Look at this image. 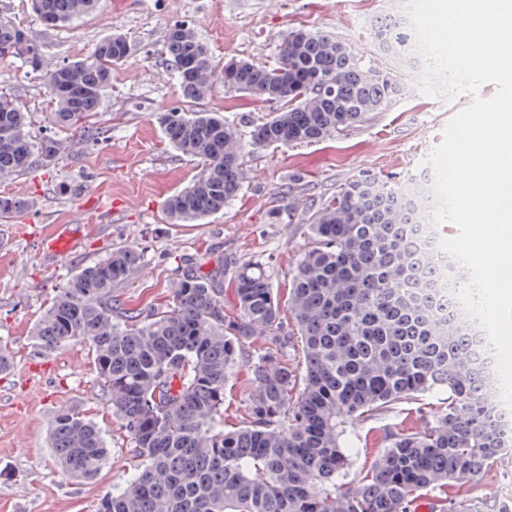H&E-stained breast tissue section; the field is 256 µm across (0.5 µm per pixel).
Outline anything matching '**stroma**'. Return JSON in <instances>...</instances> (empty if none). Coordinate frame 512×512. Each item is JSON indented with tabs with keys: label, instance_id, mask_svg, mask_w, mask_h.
Wrapping results in <instances>:
<instances>
[{
	"label": "stroma",
	"instance_id": "obj_1",
	"mask_svg": "<svg viewBox=\"0 0 512 512\" xmlns=\"http://www.w3.org/2000/svg\"><path fill=\"white\" fill-rule=\"evenodd\" d=\"M1 18L19 24L53 63L82 58L115 32L133 46L93 118L101 132L96 140L56 129L41 74L14 56H0V92L20 98L30 135L65 144L55 162L0 182V195L24 203L0 223V235L9 238L0 246V348L13 357L11 370L0 373V512H97L100 498L124 483L135 460L88 344L51 351L35 345V324L66 280L114 248L135 247L143 253L142 268L112 291L128 309L165 305L184 265L201 259L223 260L229 269L242 256L255 257L269 267L275 291L286 294L307 245L305 223L268 220L287 189L300 199L329 196L364 172L433 184L426 160L472 97L463 93L447 101L420 94L419 68L379 47L372 34L377 22L407 20L394 0H98L92 13L64 28L44 25L30 0H0ZM178 22L194 27L215 60L257 64L274 63L288 32L306 27L343 41L365 64L389 68L404 92L388 109L333 139L276 149L245 145L242 187L224 210L199 224H170L164 215L168 197L201 173L198 162L166 144L155 121L156 113L183 103L164 47L167 28ZM202 106L224 114L244 134L270 116L268 105L220 80ZM60 224L76 225L78 241L68 259L56 261L42 242ZM65 408L91 418L107 442V461L92 479L70 478L55 464L49 428ZM424 427L407 403L354 426L344 443L352 479L370 468L385 431ZM474 494L482 512H512V451Z\"/></svg>",
	"mask_w": 512,
	"mask_h": 512
}]
</instances>
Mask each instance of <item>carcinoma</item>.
Wrapping results in <instances>:
<instances>
[{
  "label": "carcinoma",
  "instance_id": "cac0c4a2",
  "mask_svg": "<svg viewBox=\"0 0 512 512\" xmlns=\"http://www.w3.org/2000/svg\"><path fill=\"white\" fill-rule=\"evenodd\" d=\"M96 0H32L50 27L93 10ZM383 50L401 56L412 36L398 23L373 29ZM166 49L193 108L157 113L169 144L202 171L166 203L172 224L202 221L241 187L244 145L238 127L198 108L224 69L188 24L169 28ZM113 33L85 58L50 67L42 47L0 19V54L43 74L63 129L96 132L92 119L112 71L130 55ZM236 91L275 105L250 132L257 147H289L343 134L389 107L403 91L387 70L376 76L346 44L306 28L283 39L276 62L239 61ZM21 101L0 94V179L52 159L64 144L31 139ZM425 203L413 181L361 174L336 193L301 205L279 203L270 218L308 222L309 243L286 299L274 292L267 266L253 256L231 274L237 313L224 311L220 278L203 263L186 266L171 300L146 314L118 307L112 288L142 264L121 247L72 275L34 330L42 350L82 341L112 415L129 435L136 473L106 493L98 512H415L432 490L433 512H480L460 480L475 484L512 449V425L497 409L486 370L494 356L477 326L461 324L432 293L434 255L417 243ZM289 312L293 328L282 317ZM299 339L303 367L289 362ZM249 373L246 417L224 423V394ZM434 396L437 402L429 403ZM401 403L418 404L422 431L383 436L382 449L357 487L345 488L347 429ZM53 455L68 476L94 478L108 456L99 428L73 409L50 429Z\"/></svg>",
  "mask_w": 512,
  "mask_h": 512
}]
</instances>
